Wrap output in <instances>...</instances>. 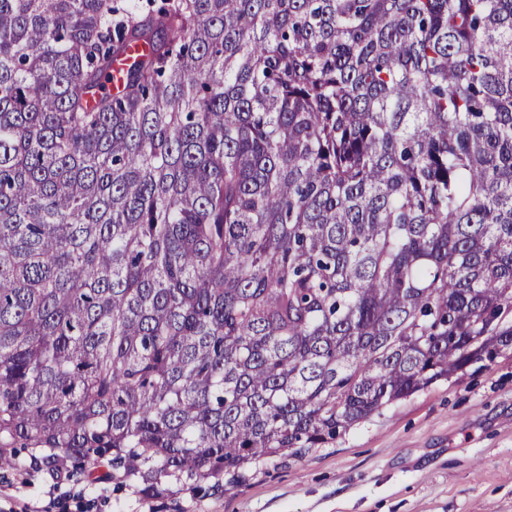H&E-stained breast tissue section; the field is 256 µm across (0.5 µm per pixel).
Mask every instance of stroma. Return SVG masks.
<instances>
[{
	"instance_id": "35a3bbf8",
	"label": "stroma",
	"mask_w": 512,
	"mask_h": 512,
	"mask_svg": "<svg viewBox=\"0 0 512 512\" xmlns=\"http://www.w3.org/2000/svg\"><path fill=\"white\" fill-rule=\"evenodd\" d=\"M0 512H512V350L225 491L146 499L17 466L0 469Z\"/></svg>"
}]
</instances>
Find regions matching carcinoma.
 <instances>
[{"label": "carcinoma", "instance_id": "obj_1", "mask_svg": "<svg viewBox=\"0 0 512 512\" xmlns=\"http://www.w3.org/2000/svg\"><path fill=\"white\" fill-rule=\"evenodd\" d=\"M511 312L512 0H0V468L238 484Z\"/></svg>", "mask_w": 512, "mask_h": 512}]
</instances>
